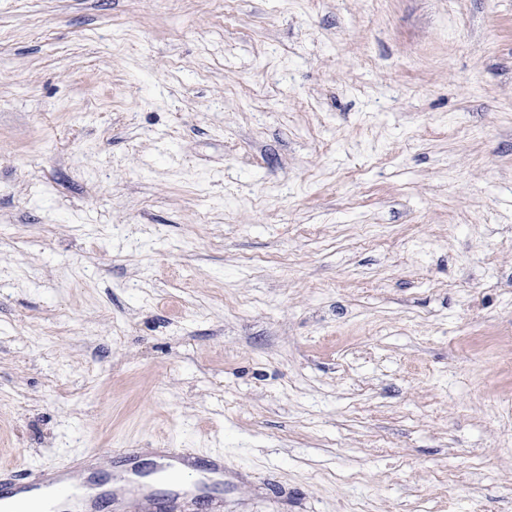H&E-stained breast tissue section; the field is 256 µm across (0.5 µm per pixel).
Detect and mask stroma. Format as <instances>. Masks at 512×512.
<instances>
[{
  "instance_id": "obj_1",
  "label": "stroma",
  "mask_w": 512,
  "mask_h": 512,
  "mask_svg": "<svg viewBox=\"0 0 512 512\" xmlns=\"http://www.w3.org/2000/svg\"><path fill=\"white\" fill-rule=\"evenodd\" d=\"M171 446L512 512V0H0V462Z\"/></svg>"
}]
</instances>
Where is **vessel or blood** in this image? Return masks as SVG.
Returning <instances> with one entry per match:
<instances>
[{
	"label": "vessel or blood",
	"instance_id": "vessel-or-blood-1",
	"mask_svg": "<svg viewBox=\"0 0 512 512\" xmlns=\"http://www.w3.org/2000/svg\"><path fill=\"white\" fill-rule=\"evenodd\" d=\"M121 464L109 480L95 485L99 451L52 468L24 473L18 464L0 468V512H190L204 503L207 512H231L224 496V474L231 466L223 454L195 456L189 448H162L157 467L149 475L137 474L139 451L115 450Z\"/></svg>",
	"mask_w": 512,
	"mask_h": 512
}]
</instances>
